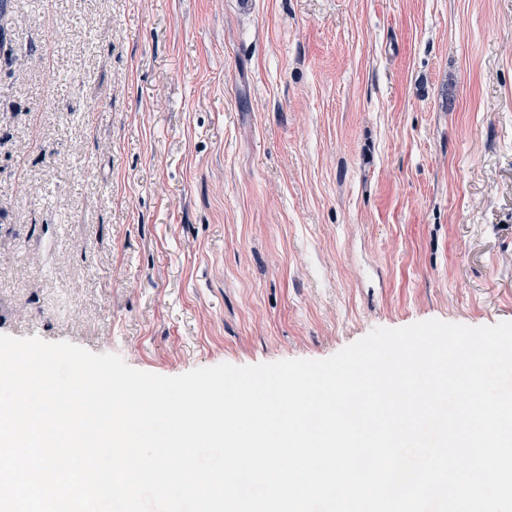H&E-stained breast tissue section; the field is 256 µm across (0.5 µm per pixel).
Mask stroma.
Returning a JSON list of instances; mask_svg holds the SVG:
<instances>
[{"mask_svg": "<svg viewBox=\"0 0 512 512\" xmlns=\"http://www.w3.org/2000/svg\"><path fill=\"white\" fill-rule=\"evenodd\" d=\"M0 334L163 376L512 321V0H6Z\"/></svg>", "mask_w": 512, "mask_h": 512, "instance_id": "obj_1", "label": "stroma"}]
</instances>
